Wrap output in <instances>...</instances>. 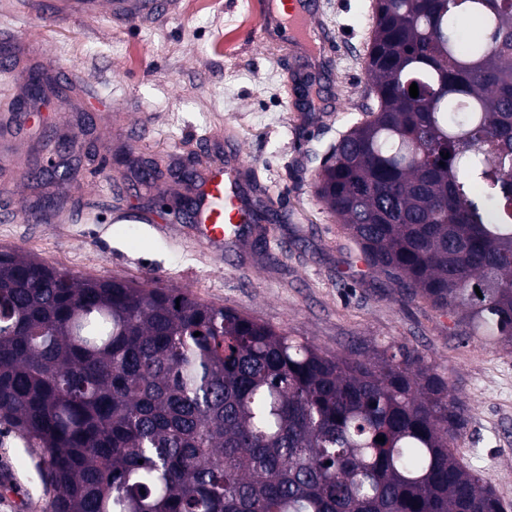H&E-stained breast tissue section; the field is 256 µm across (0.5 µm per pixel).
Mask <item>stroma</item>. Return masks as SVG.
Returning <instances> with one entry per match:
<instances>
[{
	"mask_svg": "<svg viewBox=\"0 0 512 512\" xmlns=\"http://www.w3.org/2000/svg\"><path fill=\"white\" fill-rule=\"evenodd\" d=\"M251 3L255 23L215 45ZM373 0H310L311 48L268 23L266 0H215L144 19L108 9L75 17L46 0H0V252L84 276L179 288L331 350L404 344L436 365L467 408L455 452L512 503V349L461 338L455 318L359 266L360 252L314 183L336 143L364 118ZM66 93L11 133L28 69ZM64 136L67 178L36 175L40 139ZM241 158L272 199L266 242L214 253L175 214L201 173ZM161 176L140 178L143 160ZM21 435L0 427V512H44L53 493Z\"/></svg>",
	"mask_w": 512,
	"mask_h": 512,
	"instance_id": "35a3bbf8",
	"label": "stroma"
}]
</instances>
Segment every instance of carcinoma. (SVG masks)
<instances>
[{
	"instance_id": "1",
	"label": "carcinoma",
	"mask_w": 512,
	"mask_h": 512,
	"mask_svg": "<svg viewBox=\"0 0 512 512\" xmlns=\"http://www.w3.org/2000/svg\"><path fill=\"white\" fill-rule=\"evenodd\" d=\"M367 75L374 104L317 195L371 270L512 345V0H376ZM0 425L41 450L49 512L512 507L456 457L465 405L405 346L335 353L16 251L0 252Z\"/></svg>"
}]
</instances>
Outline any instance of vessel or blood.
Segmentation results:
<instances>
[{
    "label": "vessel or blood",
    "mask_w": 512,
    "mask_h": 512,
    "mask_svg": "<svg viewBox=\"0 0 512 512\" xmlns=\"http://www.w3.org/2000/svg\"><path fill=\"white\" fill-rule=\"evenodd\" d=\"M270 18L287 24L296 41L308 39L310 9L307 0H268ZM241 160L207 170L200 178L191 211L194 235L207 248L220 250L228 238H241L253 208L250 192L241 180Z\"/></svg>",
    "instance_id": "1"
}]
</instances>
